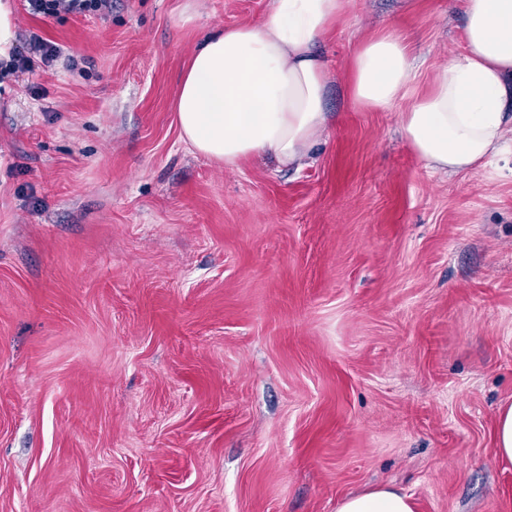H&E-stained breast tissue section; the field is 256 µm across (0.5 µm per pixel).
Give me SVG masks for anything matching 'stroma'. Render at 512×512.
<instances>
[{"label": "stroma", "mask_w": 512, "mask_h": 512, "mask_svg": "<svg viewBox=\"0 0 512 512\" xmlns=\"http://www.w3.org/2000/svg\"><path fill=\"white\" fill-rule=\"evenodd\" d=\"M73 66L0 80V512H512V139L433 174L349 95L357 45L462 52L463 0H358L319 43L330 133L234 169L180 136L198 41L271 0L33 16ZM495 448L501 458L512 461V403L499 409L495 427ZM412 496L393 486H378L343 498L337 512H415Z\"/></svg>", "instance_id": "obj_1"}]
</instances>
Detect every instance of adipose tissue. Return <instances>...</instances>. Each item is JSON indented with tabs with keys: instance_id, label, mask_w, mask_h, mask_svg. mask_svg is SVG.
Listing matches in <instances>:
<instances>
[{
	"instance_id": "ef3b65f1",
	"label": "adipose tissue",
	"mask_w": 512,
	"mask_h": 512,
	"mask_svg": "<svg viewBox=\"0 0 512 512\" xmlns=\"http://www.w3.org/2000/svg\"><path fill=\"white\" fill-rule=\"evenodd\" d=\"M354 0H272L266 18L208 32L180 80L177 119L198 152L234 167L248 159L301 166L324 142L329 68L323 34ZM464 54L432 82L406 38L380 32L352 60L351 99L363 110L402 101L404 139L434 172L491 163L512 133V0H465ZM337 512H416L411 495L378 486L343 498Z\"/></svg>"
}]
</instances>
